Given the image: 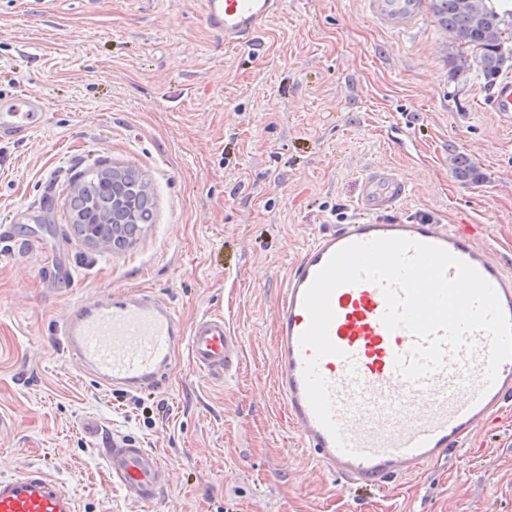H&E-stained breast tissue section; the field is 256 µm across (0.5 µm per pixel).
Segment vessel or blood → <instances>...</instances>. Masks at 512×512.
Returning <instances> with one entry per match:
<instances>
[{
	"instance_id": "obj_1",
	"label": "vessel or blood",
	"mask_w": 512,
	"mask_h": 512,
	"mask_svg": "<svg viewBox=\"0 0 512 512\" xmlns=\"http://www.w3.org/2000/svg\"><path fill=\"white\" fill-rule=\"evenodd\" d=\"M379 27L407 34L430 12V0H363ZM286 0H202L205 24L225 42L246 46ZM27 92L13 96L0 113V138H20L39 128ZM489 111L512 120V78L502 80L487 102ZM406 182L374 168L362 180L361 217L317 234L285 279L276 306L274 386L286 424L317 464L333 476L362 488H379L398 474L411 476L447 457L489 423L512 398V359L504 361L492 384H485L490 341L476 334L477 348L431 373L422 384L404 378L397 357L409 356L415 342L404 329L389 330L382 317L386 302L372 283L344 285L331 298L334 318L329 337L339 355L324 357L321 375L328 381L335 418L348 441L341 450L316 418L306 396L303 365L312 357L300 336L310 316L303 298L316 274L342 247L382 237H405L435 244L472 265L495 289L504 313L512 318V276L492 259L466 225L451 228L422 216H396L392 210L406 195ZM68 359L98 383L138 392L166 386L172 356L187 346L195 370L221 379L237 368L241 345L223 315L205 313L191 327L170 303L140 289L103 303H80L56 326ZM114 488L151 512L168 483L157 454L132 439L113 441L104 451ZM0 512H78L73 494L39 468L0 478Z\"/></svg>"
}]
</instances>
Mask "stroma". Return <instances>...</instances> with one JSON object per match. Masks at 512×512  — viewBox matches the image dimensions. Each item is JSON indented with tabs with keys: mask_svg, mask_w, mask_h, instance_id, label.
Here are the masks:
<instances>
[{
	"mask_svg": "<svg viewBox=\"0 0 512 512\" xmlns=\"http://www.w3.org/2000/svg\"><path fill=\"white\" fill-rule=\"evenodd\" d=\"M437 17L401 36L362 0H288L229 46L201 0H0V100L42 98V125L0 139V477L38 466L79 512H146L112 489L102 450L132 438L166 463L161 512H512V403L446 460L348 487L281 415L275 306L314 236L358 212L367 168L409 185L397 214L470 224L512 272V127L454 69ZM481 178L458 181L454 155ZM146 175L154 221L91 249L70 200L93 164ZM143 287L185 325L223 313L239 366L214 380L176 350L169 383L129 407L58 350L75 302ZM98 427L89 433L88 424Z\"/></svg>",
	"mask_w": 512,
	"mask_h": 512,
	"instance_id": "1",
	"label": "stroma"
}]
</instances>
